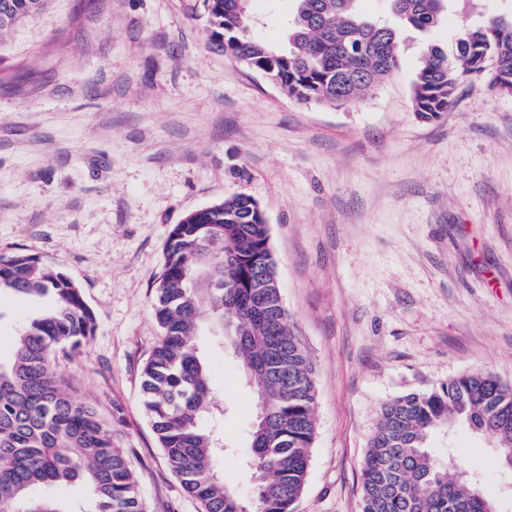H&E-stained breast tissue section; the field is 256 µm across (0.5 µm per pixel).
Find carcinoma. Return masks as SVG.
I'll return each instance as SVG.
<instances>
[{
  "label": "carcinoma",
  "instance_id": "obj_1",
  "mask_svg": "<svg viewBox=\"0 0 512 512\" xmlns=\"http://www.w3.org/2000/svg\"><path fill=\"white\" fill-rule=\"evenodd\" d=\"M47 0H0V31L41 12ZM252 0H204L210 40L244 68L280 82L300 104L355 103L399 66L396 26L435 27L447 0H387L397 25L363 16L359 0H294L284 44L251 32ZM489 78L512 93V16L465 25L454 60L424 52L412 84L413 111H447L458 86ZM50 298L12 336L0 359V512H146L126 456L95 409L76 400L59 374L95 331V314L61 270L22 251L0 256V295ZM162 336L142 369L143 409L171 469L201 512H295L315 437L312 363L285 308L270 228L257 201L234 193L189 214L171 231L156 286ZM240 358L256 396L248 427L250 497L224 481L228 448L205 425L224 414L212 397L201 334L220 336ZM463 422L498 442L512 466V385L488 373L463 374L424 393L385 403L362 466L360 512H487L478 489L448 475L462 459L435 457L430 436ZM79 485L85 501L62 495Z\"/></svg>",
  "mask_w": 512,
  "mask_h": 512
}]
</instances>
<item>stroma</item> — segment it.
Here are the masks:
<instances>
[{"label": "stroma", "mask_w": 512, "mask_h": 512, "mask_svg": "<svg viewBox=\"0 0 512 512\" xmlns=\"http://www.w3.org/2000/svg\"><path fill=\"white\" fill-rule=\"evenodd\" d=\"M283 43L292 0H253ZM512 0H450L400 32L401 65L364 100L297 103L209 42L203 0H50L0 33V255L22 250L81 287L94 336L60 370L130 459L147 512H199L142 409L161 330L155 283L175 224L236 192L265 212L284 304L311 359L316 433L297 512H359L384 403L463 373L512 384V95L462 84L423 119L411 86L427 45ZM224 477L250 495L254 399L238 359L202 336ZM498 512L512 468L458 423L433 434Z\"/></svg>", "instance_id": "35a3bbf8"}]
</instances>
